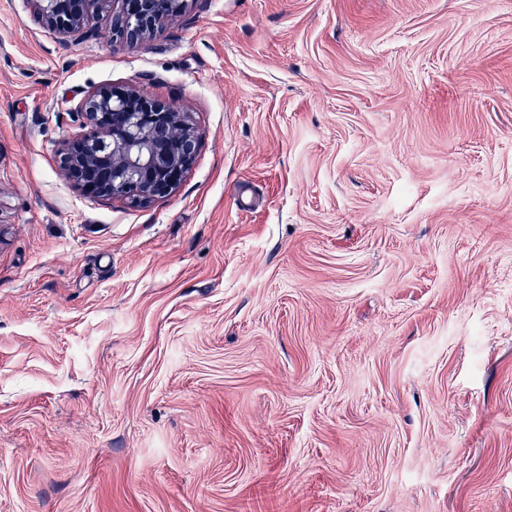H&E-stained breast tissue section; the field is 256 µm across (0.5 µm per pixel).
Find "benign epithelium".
<instances>
[{
	"label": "benign epithelium",
	"mask_w": 512,
	"mask_h": 512,
	"mask_svg": "<svg viewBox=\"0 0 512 512\" xmlns=\"http://www.w3.org/2000/svg\"><path fill=\"white\" fill-rule=\"evenodd\" d=\"M114 43L137 44L179 17L187 0H27L65 37L82 36L110 2ZM87 132L68 140L61 166L73 186L93 198L147 205L172 194L191 167L197 136L187 113L148 97L136 85H101L75 106Z\"/></svg>",
	"instance_id": "7a95c632"
}]
</instances>
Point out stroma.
Masks as SVG:
<instances>
[{
  "mask_svg": "<svg viewBox=\"0 0 512 512\" xmlns=\"http://www.w3.org/2000/svg\"><path fill=\"white\" fill-rule=\"evenodd\" d=\"M0 0V512H512V0ZM188 112L144 206L90 88ZM44 23L65 37L82 36L110 2L113 43L137 44L146 41L167 22L179 17L187 0H27ZM75 110L88 131L64 144L61 166L86 196L147 205L172 194L195 159L187 113L136 85L91 88Z\"/></svg>",
  "mask_w": 512,
  "mask_h": 512,
  "instance_id": "stroma-1",
  "label": "stroma"
}]
</instances>
